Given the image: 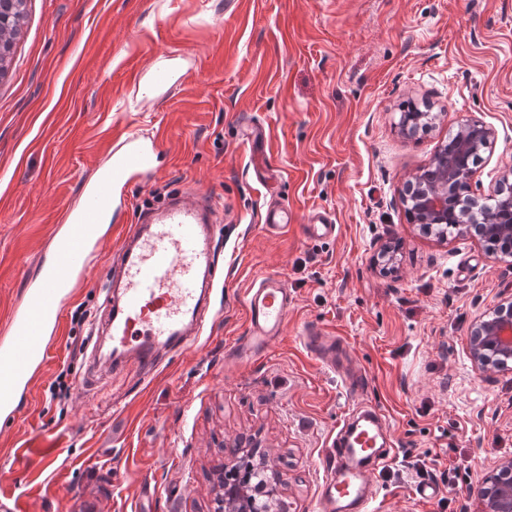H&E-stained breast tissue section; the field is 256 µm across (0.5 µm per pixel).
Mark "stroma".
<instances>
[{
	"label": "stroma",
	"mask_w": 512,
	"mask_h": 512,
	"mask_svg": "<svg viewBox=\"0 0 512 512\" xmlns=\"http://www.w3.org/2000/svg\"><path fill=\"white\" fill-rule=\"evenodd\" d=\"M160 61L178 81L145 98ZM410 100L440 112L433 130L400 132ZM469 116L495 130L478 164L486 186L512 166V0H26L0 76V327L118 133L161 146L123 223L201 188L233 231L219 252L230 285L194 350L150 380L107 373L86 390L82 343L103 320L112 271L111 255L99 259L64 309L30 410L0 421V512H80L86 500L99 512H214L212 474L242 432L270 448L288 512H316L353 400L303 345L306 324L346 340L367 400L391 421L378 512H478L484 478L512 459V370L473 368L469 335L512 299V261L471 238L423 235L398 199ZM273 197L294 220L270 233ZM316 210L334 237L306 236ZM390 241L386 273L374 259ZM266 273L295 296L285 334L267 355L226 364L247 330L243 293ZM64 370L70 394L52 398ZM418 458L439 470L460 460L469 475L422 500L408 466Z\"/></svg>",
	"instance_id": "1"
}]
</instances>
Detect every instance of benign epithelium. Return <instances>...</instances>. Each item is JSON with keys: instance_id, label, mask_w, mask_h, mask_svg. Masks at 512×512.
I'll return each instance as SVG.
<instances>
[{"instance_id": "obj_1", "label": "benign epithelium", "mask_w": 512, "mask_h": 512, "mask_svg": "<svg viewBox=\"0 0 512 512\" xmlns=\"http://www.w3.org/2000/svg\"><path fill=\"white\" fill-rule=\"evenodd\" d=\"M440 118L438 112H418L401 125L402 132L411 135L422 126H432ZM495 130L483 121L469 117L462 120L449 144L438 148L430 167L434 173L421 169L399 190V199L410 223L434 237H440L438 217L451 216L457 234L481 240L487 236L488 225H499L502 237L512 239V167L497 171L488 188L472 192L477 171L468 161L479 157L489 147ZM499 356V368L512 367V301L502 303L483 315L471 329L469 355L473 366L481 371L493 369L487 351ZM235 447L244 449L254 460L253 469L260 476L255 485L230 486L224 482V470L215 472L214 493L219 512H250L261 502L265 512H288L279 478L272 473L269 455L252 437L238 438ZM495 487L477 491L480 512H512V460L500 467Z\"/></svg>"}]
</instances>
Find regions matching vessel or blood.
Instances as JSON below:
<instances>
[{
    "instance_id": "1",
    "label": "vessel or blood",
    "mask_w": 512,
    "mask_h": 512,
    "mask_svg": "<svg viewBox=\"0 0 512 512\" xmlns=\"http://www.w3.org/2000/svg\"><path fill=\"white\" fill-rule=\"evenodd\" d=\"M159 150L155 138L136 133L117 137L107 164L85 187L81 205L61 217L51 256L28 278L20 303L0 329V417L16 419L27 407L60 338L64 304L81 288L104 246L106 225L122 217L127 185L156 171ZM219 224L208 193L201 189L139 213L113 256L104 299L112 354L91 358L92 373L128 369L148 374L166 353L195 345L213 310ZM292 304L277 275H265L248 288L247 332L230 362L244 363L265 353L283 335ZM300 338L358 399L325 458L318 512H374L378 478L392 462V428L380 409L361 402L367 377L341 339L315 325L303 327Z\"/></svg>"
}]
</instances>
